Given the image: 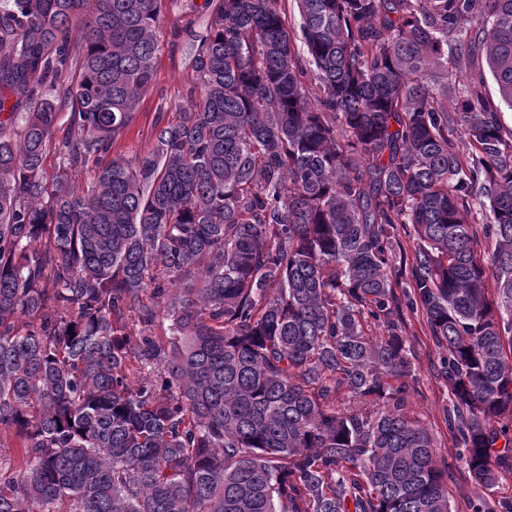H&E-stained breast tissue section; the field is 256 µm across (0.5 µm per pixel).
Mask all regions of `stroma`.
Masks as SVG:
<instances>
[{
	"instance_id": "1",
	"label": "stroma",
	"mask_w": 512,
	"mask_h": 512,
	"mask_svg": "<svg viewBox=\"0 0 512 512\" xmlns=\"http://www.w3.org/2000/svg\"><path fill=\"white\" fill-rule=\"evenodd\" d=\"M209 14L206 0H165L150 88L130 126L113 144L110 157L130 160L153 150L159 127L189 104L194 79L192 59L200 39L207 33ZM404 334L417 374L416 388L409 397L410 411L431 433L440 458L448 464V489L454 512H470L473 483L448 430L450 391L439 373L438 350L427 334L421 314L406 316Z\"/></svg>"
}]
</instances>
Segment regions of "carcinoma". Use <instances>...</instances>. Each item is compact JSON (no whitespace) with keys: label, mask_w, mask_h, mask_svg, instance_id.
<instances>
[{"label":"carcinoma","mask_w":512,"mask_h":512,"mask_svg":"<svg viewBox=\"0 0 512 512\" xmlns=\"http://www.w3.org/2000/svg\"><path fill=\"white\" fill-rule=\"evenodd\" d=\"M208 2L198 98L102 165L163 0H0V512H452L403 328L422 313L455 447L493 488L512 128L468 69L481 53L512 110V0H295L293 27L279 0Z\"/></svg>","instance_id":"carcinoma-1"}]
</instances>
